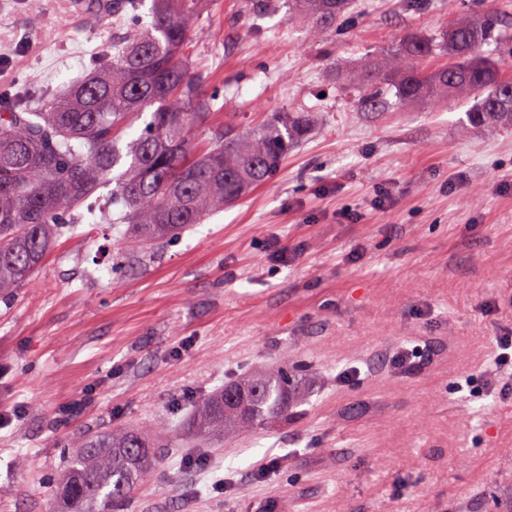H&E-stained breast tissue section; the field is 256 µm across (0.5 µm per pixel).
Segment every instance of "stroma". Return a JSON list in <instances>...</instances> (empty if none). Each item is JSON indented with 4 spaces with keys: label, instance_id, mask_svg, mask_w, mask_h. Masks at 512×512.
Returning <instances> with one entry per match:
<instances>
[{
    "label": "stroma",
    "instance_id": "stroma-1",
    "mask_svg": "<svg viewBox=\"0 0 512 512\" xmlns=\"http://www.w3.org/2000/svg\"><path fill=\"white\" fill-rule=\"evenodd\" d=\"M71 2L0 0V90L46 101L95 68L112 17ZM470 2L353 0L315 39L210 0L194 59L224 109L197 140L274 112L315 125L269 182L148 252H123L108 199L77 209V235L0 298V411H24L0 429V512H58L72 447L136 428L164 461L121 512H512V392L491 366L512 334V128L466 133L459 101L363 112L343 78ZM283 366L302 371L292 418L195 448L194 402Z\"/></svg>",
    "mask_w": 512,
    "mask_h": 512
}]
</instances>
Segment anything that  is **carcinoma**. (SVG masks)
I'll return each mask as SVG.
<instances>
[{
    "instance_id": "carcinoma-1",
    "label": "carcinoma",
    "mask_w": 512,
    "mask_h": 512,
    "mask_svg": "<svg viewBox=\"0 0 512 512\" xmlns=\"http://www.w3.org/2000/svg\"><path fill=\"white\" fill-rule=\"evenodd\" d=\"M201 0H112V17L126 27L112 34V52L84 80L60 97L32 105L0 91V291L26 285L58 240L78 225L68 215L112 187L118 223L127 225L126 247L146 250L176 238L214 211L241 199L277 172L288 149L312 129L308 112H277L265 125L238 136L214 135L207 147L192 141L206 125L216 96L205 95L209 72L193 60L191 25ZM254 30L274 12L315 26H343L348 0H245ZM502 19L487 8L455 21L436 38L408 34L392 62L367 59L352 72L360 109L387 104V88L399 101L438 107L449 99L471 102L465 128L485 132L512 125V94L503 70L512 66V40ZM448 51V62L426 70L420 62ZM493 45L495 51L485 47ZM148 119H143L145 112ZM144 127L133 131L136 121ZM295 373L278 368L233 382L239 396L219 390L202 401L190 434L251 431L292 413ZM156 444L138 431L91 435L67 460L54 485L63 512H115L160 468Z\"/></svg>"
}]
</instances>
